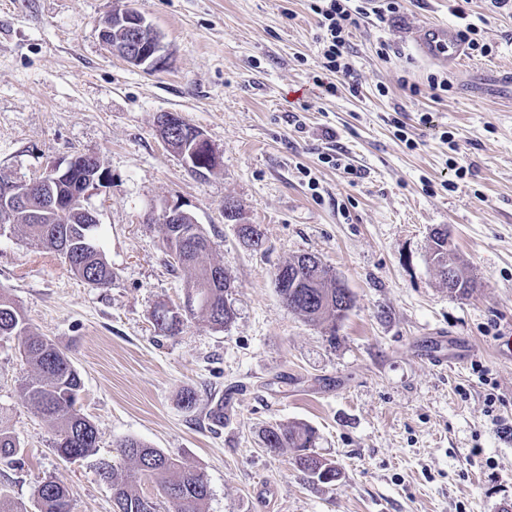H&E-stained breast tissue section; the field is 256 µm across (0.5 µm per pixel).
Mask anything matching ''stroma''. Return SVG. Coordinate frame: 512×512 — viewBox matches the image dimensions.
Returning <instances> with one entry per match:
<instances>
[{"label": "stroma", "mask_w": 512, "mask_h": 512, "mask_svg": "<svg viewBox=\"0 0 512 512\" xmlns=\"http://www.w3.org/2000/svg\"><path fill=\"white\" fill-rule=\"evenodd\" d=\"M122 0H0V178L33 179L75 157L99 160L89 187L97 243L114 272L97 288L22 231L0 236V289L83 378L78 407L98 429L96 457L66 461L55 425L24 404L21 337L0 339V416L17 463L0 462V497L38 512L36 486L64 485L72 512H113L97 459L120 464L134 438L205 473L206 512H502L512 505V9L491 0H405L353 29V84L335 95L320 74L309 0H132L170 65L146 72L109 52L103 21ZM427 21L480 30L492 47L454 69L422 60L409 31ZM388 44L380 54V44ZM449 90L432 94L431 76ZM180 113L222 159L188 172L157 117ZM339 155L351 173L328 156ZM182 204L211 240L208 262L234 287L227 327L184 317L169 335L161 309L182 310L152 212ZM265 243L240 245L225 203ZM475 280L449 294L430 260ZM301 254L330 266L355 297L348 316L312 324L274 288ZM449 357L436 366V355ZM484 375H477L474 363ZM194 390L197 405L180 403ZM300 421L341 475L315 484L262 431ZM444 230V236L433 235L432 262L438 267L442 281L448 283V292L468 293L474 288V281L465 267L448 263V230Z\"/></svg>", "instance_id": "35a3bbf8"}]
</instances>
